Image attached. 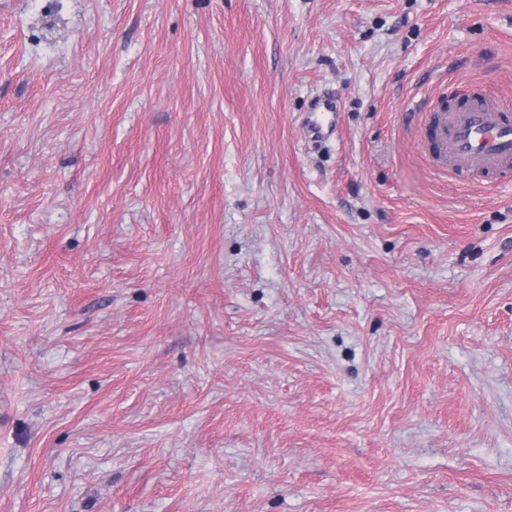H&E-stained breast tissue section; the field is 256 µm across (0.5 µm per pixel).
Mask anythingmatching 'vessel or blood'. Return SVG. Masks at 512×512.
I'll use <instances>...</instances> for the list:
<instances>
[{
	"mask_svg": "<svg viewBox=\"0 0 512 512\" xmlns=\"http://www.w3.org/2000/svg\"><path fill=\"white\" fill-rule=\"evenodd\" d=\"M337 112L334 96L313 100L307 129L314 141L332 134ZM427 138L432 146L429 161L438 170L492 168L512 160V108L493 98L464 100L436 116Z\"/></svg>",
	"mask_w": 512,
	"mask_h": 512,
	"instance_id": "b4317fda",
	"label": "vessel or blood"
}]
</instances>
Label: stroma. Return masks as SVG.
Segmentation results:
<instances>
[{"mask_svg": "<svg viewBox=\"0 0 512 512\" xmlns=\"http://www.w3.org/2000/svg\"><path fill=\"white\" fill-rule=\"evenodd\" d=\"M466 91L512 0H0V512H512V182L420 137ZM337 112L338 105L334 96L323 95L313 100L311 112L308 113L307 129L314 141L321 142L332 134Z\"/></svg>", "mask_w": 512, "mask_h": 512, "instance_id": "stroma-1", "label": "stroma"}]
</instances>
